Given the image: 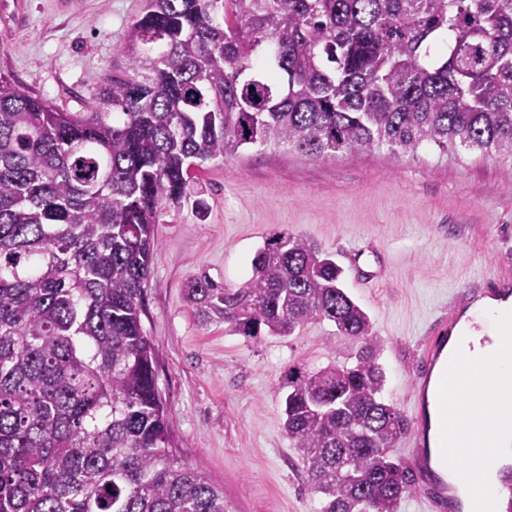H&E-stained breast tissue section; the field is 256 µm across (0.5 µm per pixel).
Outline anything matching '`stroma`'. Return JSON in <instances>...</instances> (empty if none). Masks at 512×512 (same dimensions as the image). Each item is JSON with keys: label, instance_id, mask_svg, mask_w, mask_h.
I'll list each match as a JSON object with an SVG mask.
<instances>
[{"label": "stroma", "instance_id": "stroma-1", "mask_svg": "<svg viewBox=\"0 0 512 512\" xmlns=\"http://www.w3.org/2000/svg\"><path fill=\"white\" fill-rule=\"evenodd\" d=\"M144 0H0V75L64 112H87L123 75ZM329 252L381 344L385 400L419 426L414 379L429 336L466 307L458 292L512 280V161L430 146L388 156L349 150L313 160L252 146L193 168L181 206L164 209L144 328L172 445L202 461L233 512H316L283 429L284 374L344 361L335 327L246 341L184 301L205 275L236 288L269 233Z\"/></svg>", "mask_w": 512, "mask_h": 512}]
</instances>
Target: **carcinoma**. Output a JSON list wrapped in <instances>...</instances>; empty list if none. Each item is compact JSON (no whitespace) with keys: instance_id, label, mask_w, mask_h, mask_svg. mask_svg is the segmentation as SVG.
<instances>
[{"instance_id":"cac0c4a2","label":"carcinoma","mask_w":512,"mask_h":512,"mask_svg":"<svg viewBox=\"0 0 512 512\" xmlns=\"http://www.w3.org/2000/svg\"><path fill=\"white\" fill-rule=\"evenodd\" d=\"M126 52L85 115L0 75V512H231L171 445L141 319L191 168L252 145L512 160V0H146ZM251 271L185 302L255 342L334 324L346 361L288 367L284 431L318 512H398L411 422L342 268L274 232Z\"/></svg>"}]
</instances>
